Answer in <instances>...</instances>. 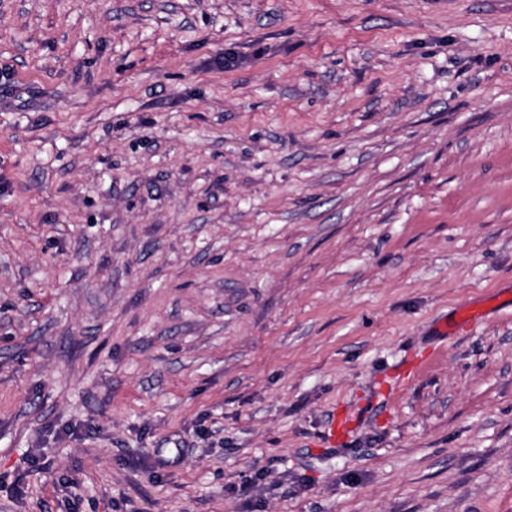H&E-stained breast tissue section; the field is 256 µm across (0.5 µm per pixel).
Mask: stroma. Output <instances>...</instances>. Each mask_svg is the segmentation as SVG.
<instances>
[{
	"instance_id": "35a3bbf8",
	"label": "stroma",
	"mask_w": 512,
	"mask_h": 512,
	"mask_svg": "<svg viewBox=\"0 0 512 512\" xmlns=\"http://www.w3.org/2000/svg\"><path fill=\"white\" fill-rule=\"evenodd\" d=\"M0 512H512V0H0Z\"/></svg>"
}]
</instances>
